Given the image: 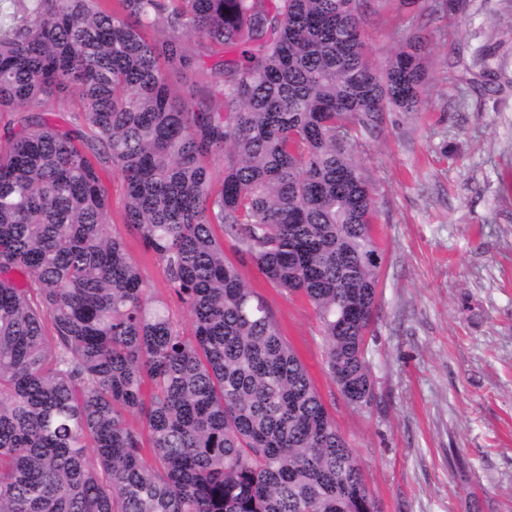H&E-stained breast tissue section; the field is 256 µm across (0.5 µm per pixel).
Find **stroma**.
Listing matches in <instances>:
<instances>
[{
	"label": "stroma",
	"mask_w": 512,
	"mask_h": 512,
	"mask_svg": "<svg viewBox=\"0 0 512 512\" xmlns=\"http://www.w3.org/2000/svg\"><path fill=\"white\" fill-rule=\"evenodd\" d=\"M362 0L371 57L409 38L429 57L422 112H391L360 162L385 252L369 343L377 402L350 408L328 377L312 307L240 272L266 301L363 465L380 512H512V0ZM111 231L173 315L162 267L121 222Z\"/></svg>",
	"instance_id": "obj_1"
}]
</instances>
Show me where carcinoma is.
Listing matches in <instances>:
<instances>
[{
    "label": "carcinoma",
    "instance_id": "1",
    "mask_svg": "<svg viewBox=\"0 0 512 512\" xmlns=\"http://www.w3.org/2000/svg\"><path fill=\"white\" fill-rule=\"evenodd\" d=\"M11 2L0 512H378L215 226L310 304L329 378L370 405L384 251L357 153L387 113L423 107L426 46L375 63L360 0ZM196 67L207 86L186 99L172 75ZM74 93L77 110L53 111ZM109 168L188 333L109 231Z\"/></svg>",
    "mask_w": 512,
    "mask_h": 512
}]
</instances>
